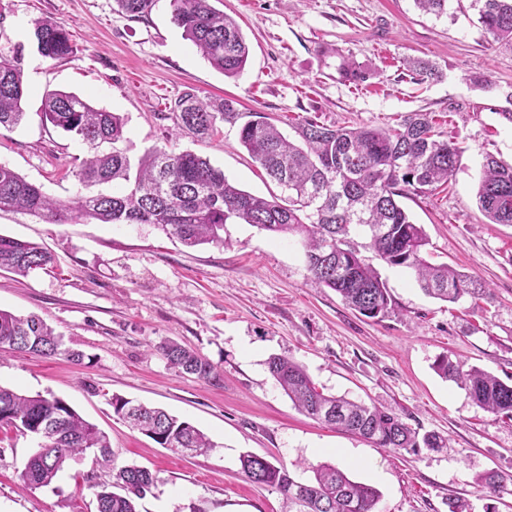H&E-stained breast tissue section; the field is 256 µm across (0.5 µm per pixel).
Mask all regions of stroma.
<instances>
[{"instance_id":"stroma-1","label":"stroma","mask_w":512,"mask_h":512,"mask_svg":"<svg viewBox=\"0 0 512 512\" xmlns=\"http://www.w3.org/2000/svg\"><path fill=\"white\" fill-rule=\"evenodd\" d=\"M472 0H448L435 16L414 0H218L249 46L244 70L214 69L171 20L170 0L133 17L117 0H0V55H22L25 121L0 130V163L61 200L82 193L69 175L82 146L43 125L50 90L78 95L122 115L121 149L138 160L167 145L210 160L240 189L282 197L221 126L197 138L175 126L172 106L193 88L232 98L281 131L291 121L356 127L396 125L422 112L462 149L449 187L403 205L423 225L432 259L485 283L486 298L442 302L424 294L410 270L378 260L364 237L353 242L386 282L395 310L368 318L314 281L300 237L229 224L224 242L187 248L151 224H47L0 212V234L47 248L54 261L22 277L0 271V308L35 314L62 334L83 362L0 350V385L53 393L109 438L116 465L155 478L140 512H288L282 494L250 482L239 458L251 452L300 481L329 463L377 488V512H512V422L477 406L433 369L448 356L512 384V224L488 223L475 193L486 155L512 164V47L486 34ZM66 25L77 50L63 60L38 53L33 24ZM351 58L362 81L339 72ZM174 340L208 360L218 377L170 366L159 350ZM288 358L319 390L399 413L446 447L377 448L300 412L267 368ZM119 395L160 406L216 442L207 455L179 457L133 430L110 404ZM32 435L0 428V512H96L91 484L109 481L92 458L71 464L49 486L25 487ZM488 470L501 492L482 494Z\"/></svg>"}]
</instances>
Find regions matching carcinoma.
Listing matches in <instances>:
<instances>
[{
  "mask_svg": "<svg viewBox=\"0 0 512 512\" xmlns=\"http://www.w3.org/2000/svg\"><path fill=\"white\" fill-rule=\"evenodd\" d=\"M133 17L148 13L155 0H117ZM437 16L447 13L448 0H414ZM172 22L182 29L202 56L227 77L240 74L249 47L237 21L217 11L209 0H170ZM484 30L498 42L512 43V0H474ZM33 42L52 60L75 52L66 26L54 20L34 23ZM21 58L0 56V129L12 130L24 119ZM180 130L205 138L219 125L236 124L242 113L233 99L219 102L189 90L175 101ZM41 121L79 141L89 154L73 163L72 175L87 193L70 201L49 197L0 163V211L16 210L49 224L76 218L102 224H155L186 247L224 243L228 224H251L272 233H299L305 240L307 269L312 278L336 291L353 309L369 318L391 309L386 283L366 264L350 236L363 233L386 264L414 272L421 289L439 300L456 303L464 296L481 298L483 285L450 266L428 259L427 235L401 204L410 194L442 186L454 175L461 150L435 130L433 117L412 113L395 127L346 128L304 119L292 126L294 142L268 118L256 113L244 122L240 141L265 173L288 190L282 202L239 189L210 161L191 152L154 148L132 165L126 153L104 150L124 139V121L116 112L93 107L74 93L48 92ZM478 207L493 224H512V165L488 155L476 193ZM53 261L50 252L27 241L0 235V271L20 276ZM43 356H64L75 362L83 354L64 347L62 335L35 316L0 309V348ZM179 371L203 379L217 377L215 367L193 350L174 341L159 346ZM269 373L284 393L311 418L334 424L369 440L377 448L413 452L421 446L445 448L434 434L419 432L402 418L375 405L344 396L326 395L306 371L291 360L273 356ZM436 372L467 390L472 400L495 416L512 421V385L477 367L460 369L448 357L435 362ZM114 412L142 434L175 454H204L216 444L187 420L162 408L115 395ZM27 426L43 440L45 451L33 453L21 473L30 488L47 487L70 462L90 452L105 465L113 462L106 435L83 419L65 400L52 393L27 395L0 386V426ZM246 478L277 489L290 512H376L379 491L352 481L328 463L312 467L314 479L299 482L283 467L244 454ZM503 478L488 471L477 479L492 496ZM154 485L145 468H112V482L95 485L97 512H138L137 502Z\"/></svg>",
  "mask_w": 512,
  "mask_h": 512,
  "instance_id": "cac0c4a2",
  "label": "carcinoma"
}]
</instances>
